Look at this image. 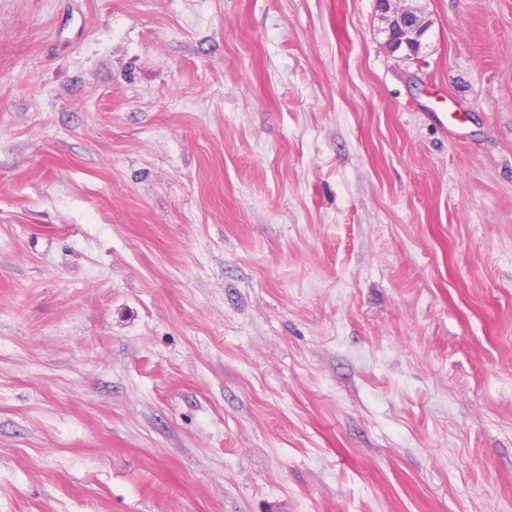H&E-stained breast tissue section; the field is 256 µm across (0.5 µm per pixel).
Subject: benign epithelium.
Here are the masks:
<instances>
[{
    "instance_id": "1",
    "label": "benign epithelium",
    "mask_w": 512,
    "mask_h": 512,
    "mask_svg": "<svg viewBox=\"0 0 512 512\" xmlns=\"http://www.w3.org/2000/svg\"><path fill=\"white\" fill-rule=\"evenodd\" d=\"M385 23V45L392 53L407 56L420 53L431 21L408 0H376Z\"/></svg>"
}]
</instances>
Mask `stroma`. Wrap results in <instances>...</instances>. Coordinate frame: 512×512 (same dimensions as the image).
Wrapping results in <instances>:
<instances>
[{
    "label": "stroma",
    "mask_w": 512,
    "mask_h": 512,
    "mask_svg": "<svg viewBox=\"0 0 512 512\" xmlns=\"http://www.w3.org/2000/svg\"><path fill=\"white\" fill-rule=\"evenodd\" d=\"M0 0V512H512V0ZM415 0H376L385 23V45L391 53L405 56L420 53L431 21L417 7L406 5Z\"/></svg>",
    "instance_id": "obj_1"
}]
</instances>
